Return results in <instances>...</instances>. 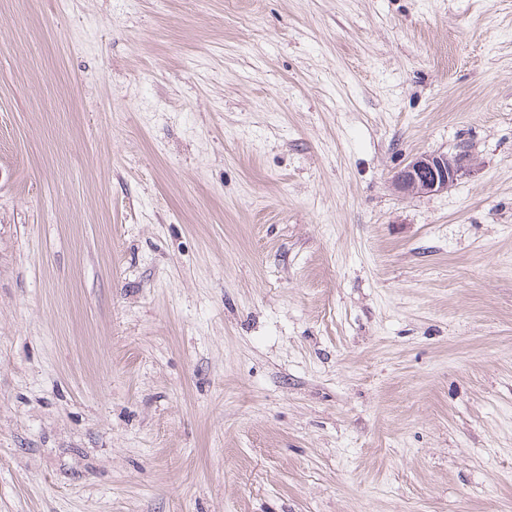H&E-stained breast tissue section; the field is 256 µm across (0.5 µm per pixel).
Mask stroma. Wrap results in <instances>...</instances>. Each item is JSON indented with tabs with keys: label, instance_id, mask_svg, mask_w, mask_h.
<instances>
[{
	"label": "stroma",
	"instance_id": "1",
	"mask_svg": "<svg viewBox=\"0 0 512 512\" xmlns=\"http://www.w3.org/2000/svg\"><path fill=\"white\" fill-rule=\"evenodd\" d=\"M0 512H512V0H0ZM474 163L462 150L455 154H421L412 157L391 176V186L404 195H432L448 191Z\"/></svg>",
	"mask_w": 512,
	"mask_h": 512
}]
</instances>
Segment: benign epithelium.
I'll return each instance as SVG.
<instances>
[{"label":"benign epithelium","instance_id":"1","mask_svg":"<svg viewBox=\"0 0 512 512\" xmlns=\"http://www.w3.org/2000/svg\"><path fill=\"white\" fill-rule=\"evenodd\" d=\"M474 163L462 150L455 154H421L391 176V186L404 195H432L448 190Z\"/></svg>","mask_w":512,"mask_h":512}]
</instances>
